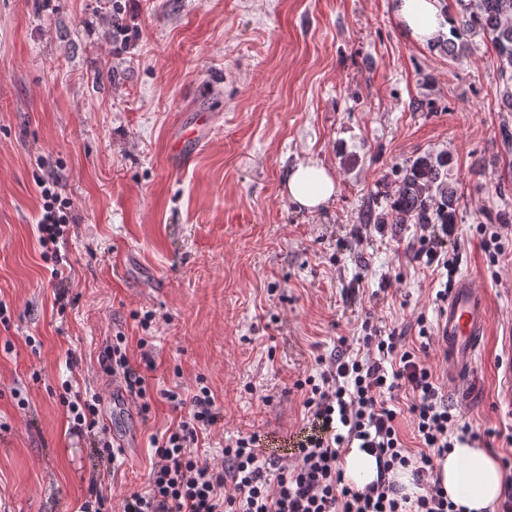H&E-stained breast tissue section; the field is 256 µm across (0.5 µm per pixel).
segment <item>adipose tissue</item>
<instances>
[{
	"label": "adipose tissue",
	"mask_w": 512,
	"mask_h": 512,
	"mask_svg": "<svg viewBox=\"0 0 512 512\" xmlns=\"http://www.w3.org/2000/svg\"><path fill=\"white\" fill-rule=\"evenodd\" d=\"M396 16L413 39L421 44L447 34L449 22L438 0H396ZM285 193L294 204L313 210L331 200L336 183L327 168L316 161L291 171ZM438 473L449 500L464 512H490L505 479L499 460L488 449L458 445L440 459Z\"/></svg>",
	"instance_id": "obj_1"
}]
</instances>
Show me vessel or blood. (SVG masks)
I'll return each instance as SVG.
<instances>
[{"label":"vessel or blood","mask_w":512,"mask_h":512,"mask_svg":"<svg viewBox=\"0 0 512 512\" xmlns=\"http://www.w3.org/2000/svg\"><path fill=\"white\" fill-rule=\"evenodd\" d=\"M436 327L452 371L456 376H466L487 332L485 295L470 277H462L450 288Z\"/></svg>","instance_id":"b4317fda"}]
</instances>
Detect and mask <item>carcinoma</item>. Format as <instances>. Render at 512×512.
<instances>
[{
	"label": "carcinoma",
	"mask_w": 512,
	"mask_h": 512,
	"mask_svg": "<svg viewBox=\"0 0 512 512\" xmlns=\"http://www.w3.org/2000/svg\"><path fill=\"white\" fill-rule=\"evenodd\" d=\"M458 17L451 18V38L443 44L448 57L458 60L470 50L464 37L481 35L490 40L501 75L506 77L501 97L512 111V0H456ZM447 154L423 153L399 171L397 190L386 210L370 209L365 224H452L459 204Z\"/></svg>",
	"instance_id": "1"
}]
</instances>
